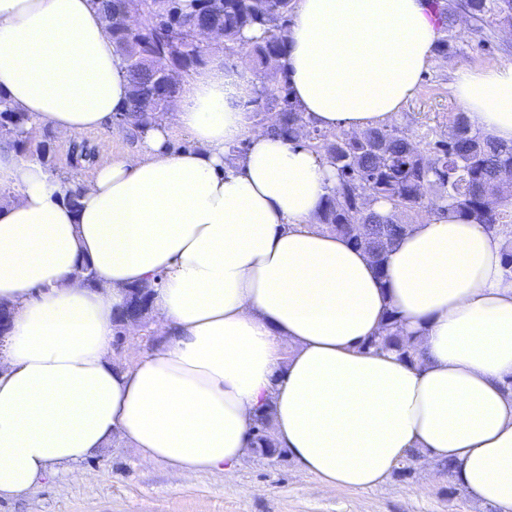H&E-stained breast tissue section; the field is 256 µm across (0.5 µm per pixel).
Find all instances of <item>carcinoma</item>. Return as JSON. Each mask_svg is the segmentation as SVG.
<instances>
[{"instance_id": "cac0c4a2", "label": "carcinoma", "mask_w": 512, "mask_h": 512, "mask_svg": "<svg viewBox=\"0 0 512 512\" xmlns=\"http://www.w3.org/2000/svg\"><path fill=\"white\" fill-rule=\"evenodd\" d=\"M289 0H142L134 27H109L112 41L126 62L129 109L123 119H161L181 97L187 80L209 59L211 48L195 43L191 27L207 23L221 29L224 57L239 53L238 41L246 29L260 31L247 58L259 72L281 71L291 24ZM459 8L476 22L494 16L512 22V0H461ZM256 115L273 112L274 133L285 141L305 138V144L336 172V188L314 217L317 224L364 250L374 265L383 268L387 256L424 213L454 215L482 224L512 240V145L503 144L471 127L457 113L448 118V135L425 133L419 141L393 126L362 132L329 135L317 129L305 132L307 121L290 98L258 91L252 102ZM35 124L27 112L12 108L0 96V146L37 158L52 175L50 160L54 133L42 128L34 143ZM389 205L383 216L373 203ZM153 309L152 296L138 288L127 291L116 322L142 321ZM400 316L388 312L384 334L365 347L392 349L411 357L410 340L402 336ZM253 444L261 456H280L271 433L267 411L255 415Z\"/></svg>"}]
</instances>
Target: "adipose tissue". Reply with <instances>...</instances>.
<instances>
[{"label": "adipose tissue", "mask_w": 512, "mask_h": 512, "mask_svg": "<svg viewBox=\"0 0 512 512\" xmlns=\"http://www.w3.org/2000/svg\"><path fill=\"white\" fill-rule=\"evenodd\" d=\"M438 31L429 0H298L283 60L311 127L388 124ZM474 129L512 143V64L460 72ZM125 62L93 0H0V93L80 135L125 112ZM252 73L215 48L170 115L89 180L0 147V497L121 439L172 474L232 473L258 410L329 488L377 487L415 454L452 462L466 495L512 512V278L504 236L439 215L384 270L314 217L332 168L256 127ZM192 147L174 150L172 129ZM245 151L237 160L227 152ZM80 192L79 208L65 199ZM90 261L89 288L71 277ZM153 289L160 346L114 364L129 287ZM398 311L412 359L365 343Z\"/></svg>", "instance_id": "ef3b65f1"}]
</instances>
